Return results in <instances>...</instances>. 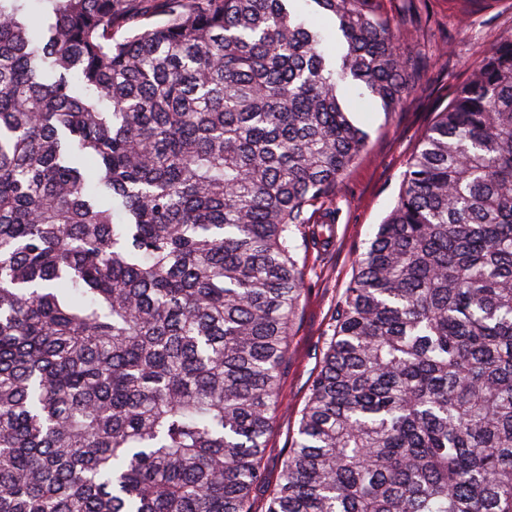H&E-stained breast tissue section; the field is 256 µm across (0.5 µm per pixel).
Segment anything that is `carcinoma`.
<instances>
[{"mask_svg": "<svg viewBox=\"0 0 512 512\" xmlns=\"http://www.w3.org/2000/svg\"><path fill=\"white\" fill-rule=\"evenodd\" d=\"M0 0V512H253L298 250L412 88L369 0ZM95 162L87 178L84 162ZM264 512H512V35L356 259Z\"/></svg>", "mask_w": 512, "mask_h": 512, "instance_id": "carcinoma-1", "label": "carcinoma"}]
</instances>
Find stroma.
<instances>
[{"mask_svg":"<svg viewBox=\"0 0 512 512\" xmlns=\"http://www.w3.org/2000/svg\"><path fill=\"white\" fill-rule=\"evenodd\" d=\"M372 9L402 30L401 54L415 66L414 87L398 111L371 105L359 116L368 142L358 162L337 182L331 244L308 250L306 293L289 340L281 379L284 405L262 458L266 482L253 494L263 512L280 480L281 460L298 429L299 412L320 359L321 336L351 279L356 255L395 206L408 164L448 103V91L466 81L485 51L512 34V0H370Z\"/></svg>","mask_w":512,"mask_h":512,"instance_id":"stroma-1","label":"stroma"}]
</instances>
